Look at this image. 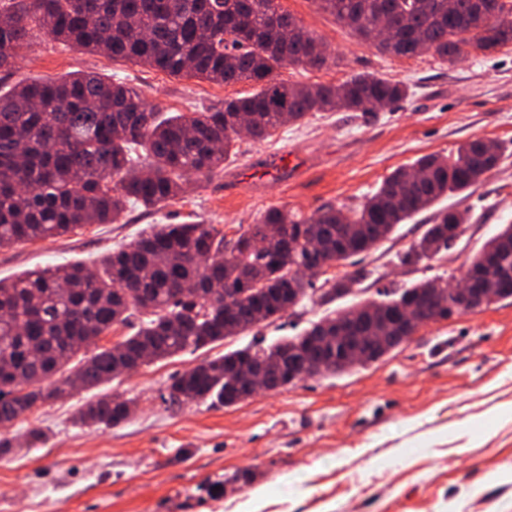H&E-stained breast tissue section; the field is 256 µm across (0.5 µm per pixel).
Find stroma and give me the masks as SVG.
Instances as JSON below:
<instances>
[{
  "instance_id": "stroma-1",
  "label": "stroma",
  "mask_w": 512,
  "mask_h": 512,
  "mask_svg": "<svg viewBox=\"0 0 512 512\" xmlns=\"http://www.w3.org/2000/svg\"><path fill=\"white\" fill-rule=\"evenodd\" d=\"M328 54L320 70L290 66L294 84L375 73L405 83L407 100L379 112H319L263 142L241 140L221 171L191 181L159 210L129 206L123 223L0 249V279L37 267L88 265L152 224L202 221L227 238L272 206L309 216L353 207L395 169L482 139L501 146L495 169L472 191L443 197L398 225L360 262L368 276L353 294L321 306L303 300L259 331L140 366L100 387L49 401L13 422L0 455V512H512V298L432 321L383 360L340 375L306 378L237 405L171 404V378L255 340L273 343L324 316L424 279L456 281L466 262L512 222V46L483 56L463 47L452 64L425 54L384 55L314 0H279ZM31 46L0 86L95 72L136 89L163 112L219 108L252 91L247 83L174 78L64 46L34 30ZM469 210L456 247L404 266L406 252L444 209ZM108 393L135 401L125 422L93 429L74 416ZM42 428L45 442L28 441ZM249 471L243 484L235 473Z\"/></svg>"
}]
</instances>
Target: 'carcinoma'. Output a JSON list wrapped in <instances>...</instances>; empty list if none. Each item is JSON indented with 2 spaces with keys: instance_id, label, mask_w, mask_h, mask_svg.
<instances>
[{
  "instance_id": "carcinoma-1",
  "label": "carcinoma",
  "mask_w": 512,
  "mask_h": 512,
  "mask_svg": "<svg viewBox=\"0 0 512 512\" xmlns=\"http://www.w3.org/2000/svg\"><path fill=\"white\" fill-rule=\"evenodd\" d=\"M274 0H0V71L10 72L33 29L64 45L125 59L167 73L215 83L248 81L253 93L224 100L216 110L165 116L133 88L94 73L56 81L20 82L0 89V248L66 235L86 224H118L126 206L162 208L194 176L224 169L237 154L240 129L267 140L288 120L314 112H357L408 95L400 81L359 74L338 83L293 85L276 78L293 65L320 69L321 43ZM361 41L382 54L416 57L430 52L454 62L461 45L480 54L512 45V0H314ZM499 155L476 139L447 157L427 155L394 170L359 207L329 206L303 217L285 207L266 210L257 224L226 240L210 224H152L94 268L82 263L27 270L0 280V428L34 407L91 389L128 368L198 350L282 318L288 305L316 294L314 280L293 275L298 266L320 274L366 253L395 227L443 196L469 190L492 171ZM464 214L446 210L401 257L407 266L431 261L449 249L448 225ZM281 229L273 239L274 228ZM266 241L264 252L254 243ZM512 224L470 258L469 286L477 301L494 300L479 289L512 297ZM359 269L318 296L327 304L363 280ZM455 297L424 280L366 300L375 318L347 309L311 323L298 336L246 346L207 360L171 378L168 399L232 406L251 397L244 365L265 366L291 353L298 373L314 366L336 374L349 348L363 351V365L397 349L407 332L396 317L416 302L434 319L448 318ZM340 319L352 339L324 340L325 324ZM133 333L111 347L101 336L118 327ZM272 390L300 377L268 374ZM129 418L124 401L104 394L85 403L76 420L109 428Z\"/></svg>"
}]
</instances>
